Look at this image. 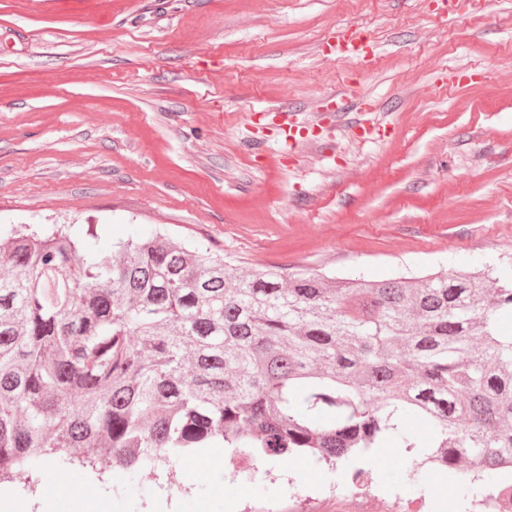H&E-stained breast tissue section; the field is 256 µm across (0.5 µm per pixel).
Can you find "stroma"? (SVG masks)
<instances>
[{
  "mask_svg": "<svg viewBox=\"0 0 512 512\" xmlns=\"http://www.w3.org/2000/svg\"><path fill=\"white\" fill-rule=\"evenodd\" d=\"M368 30L372 61L324 53ZM466 77L449 84L448 72ZM375 102L332 112L328 98ZM316 140L289 147L288 133ZM0 224H139L249 272L422 276L512 261V0H0ZM173 465L174 512H462L400 448L365 498L341 473ZM136 489L47 468L0 512H145Z\"/></svg>",
  "mask_w": 512,
  "mask_h": 512,
  "instance_id": "1",
  "label": "stroma"
}]
</instances>
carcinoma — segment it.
Returning a JSON list of instances; mask_svg holds the SVG:
<instances>
[{"instance_id": "carcinoma-1", "label": "carcinoma", "mask_w": 512, "mask_h": 512, "mask_svg": "<svg viewBox=\"0 0 512 512\" xmlns=\"http://www.w3.org/2000/svg\"><path fill=\"white\" fill-rule=\"evenodd\" d=\"M0 479L47 465L130 485L220 446L235 471L304 459L372 483L404 449L456 496L512 490V263L347 280L242 274L140 226L1 224ZM428 428L421 437L410 427Z\"/></svg>"}]
</instances>
